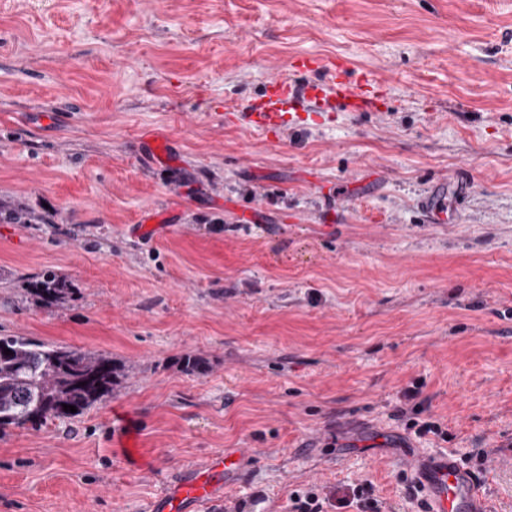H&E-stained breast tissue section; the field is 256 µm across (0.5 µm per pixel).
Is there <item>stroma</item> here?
Returning a JSON list of instances; mask_svg holds the SVG:
<instances>
[{
    "mask_svg": "<svg viewBox=\"0 0 512 512\" xmlns=\"http://www.w3.org/2000/svg\"><path fill=\"white\" fill-rule=\"evenodd\" d=\"M302 56L371 73L373 108L221 120L271 78L328 81ZM156 136L179 145L164 170ZM438 178L469 186L444 224L419 205ZM150 207L167 224L135 237ZM18 208L36 221L0 222V336L120 376L78 417L0 431V512H146L236 448L244 512L310 492L356 512L366 481L381 512H420L406 459L442 452L512 512V0H0ZM48 269L68 302L32 294ZM146 156L156 167L168 166L175 162L173 144L165 137H154L146 144Z\"/></svg>",
    "mask_w": 512,
    "mask_h": 512,
    "instance_id": "stroma-1",
    "label": "stroma"
}]
</instances>
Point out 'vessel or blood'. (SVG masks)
<instances>
[{"mask_svg": "<svg viewBox=\"0 0 512 512\" xmlns=\"http://www.w3.org/2000/svg\"><path fill=\"white\" fill-rule=\"evenodd\" d=\"M370 85L367 79L351 84L344 71L337 68L331 71L330 83H312L303 88L276 77L269 81L264 94L248 105L247 120L253 128L272 133L340 100L348 101L352 109L363 110L371 102ZM146 147V155L154 166L174 163L173 144L169 139L152 138ZM421 207L435 223H446L447 181L432 184L421 200ZM241 456V451H229L203 467L188 469L176 484L163 487L150 503L149 512H198L202 505L212 504L235 477ZM411 465L428 496L427 512H491L475 478L453 455L441 453L415 458Z\"/></svg>", "mask_w": 512, "mask_h": 512, "instance_id": "vessel-or-blood-1", "label": "vessel or blood"}]
</instances>
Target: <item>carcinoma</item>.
<instances>
[{
    "label": "carcinoma",
    "instance_id": "obj_1",
    "mask_svg": "<svg viewBox=\"0 0 512 512\" xmlns=\"http://www.w3.org/2000/svg\"><path fill=\"white\" fill-rule=\"evenodd\" d=\"M68 282L45 271L33 293L47 304L64 301ZM12 354H4V350ZM119 376L112 360L25 336H0V429L70 419L112 395ZM76 407L65 411L63 405Z\"/></svg>",
    "mask_w": 512,
    "mask_h": 512
}]
</instances>
